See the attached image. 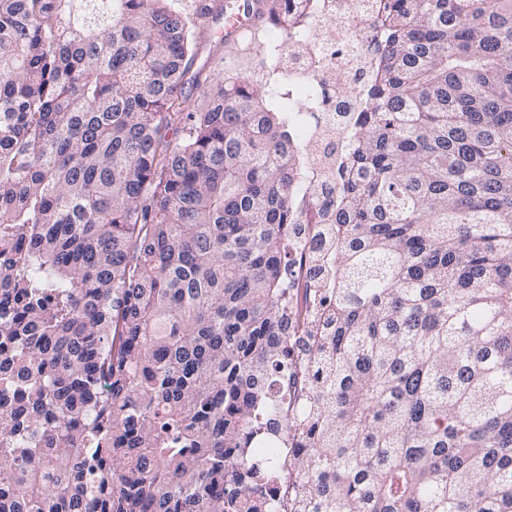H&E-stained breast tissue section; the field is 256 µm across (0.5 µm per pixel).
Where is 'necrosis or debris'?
I'll return each mask as SVG.
<instances>
[{
  "label": "necrosis or debris",
  "mask_w": 512,
  "mask_h": 512,
  "mask_svg": "<svg viewBox=\"0 0 512 512\" xmlns=\"http://www.w3.org/2000/svg\"><path fill=\"white\" fill-rule=\"evenodd\" d=\"M374 0H312L305 29L282 35L272 33L268 69L297 91L300 100L288 122L304 161L298 169L301 190L295 198L300 226L298 247L288 274L287 293L292 310V331L317 346L314 331L321 317V298L309 259L320 252V226L314 215L335 183L336 158L346 142L350 114L357 109L360 87L366 82L377 39L370 26ZM294 379L287 392L276 395L282 431L263 434L252 450L256 460L277 462L279 476L273 485L272 512H288L294 489L288 472V449L293 441L286 428L300 423L311 397L309 357L294 355Z\"/></svg>",
  "instance_id": "necrosis-or-debris-1"
}]
</instances>
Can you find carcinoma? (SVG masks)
Listing matches in <instances>:
<instances>
[{"label":"carcinoma","mask_w":512,"mask_h":512,"mask_svg":"<svg viewBox=\"0 0 512 512\" xmlns=\"http://www.w3.org/2000/svg\"><path fill=\"white\" fill-rule=\"evenodd\" d=\"M372 25L291 510L512 512V0ZM198 29L174 0H0L8 512H269L247 450L292 371L302 155L265 74L194 68Z\"/></svg>","instance_id":"obj_1"}]
</instances>
